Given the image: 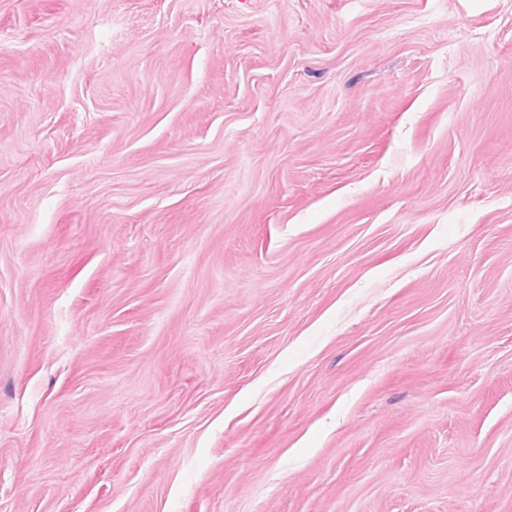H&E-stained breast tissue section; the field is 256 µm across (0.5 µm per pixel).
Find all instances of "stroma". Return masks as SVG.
Returning <instances> with one entry per match:
<instances>
[{
    "label": "stroma",
    "mask_w": 512,
    "mask_h": 512,
    "mask_svg": "<svg viewBox=\"0 0 512 512\" xmlns=\"http://www.w3.org/2000/svg\"><path fill=\"white\" fill-rule=\"evenodd\" d=\"M0 512H512V0H0Z\"/></svg>",
    "instance_id": "stroma-1"
}]
</instances>
